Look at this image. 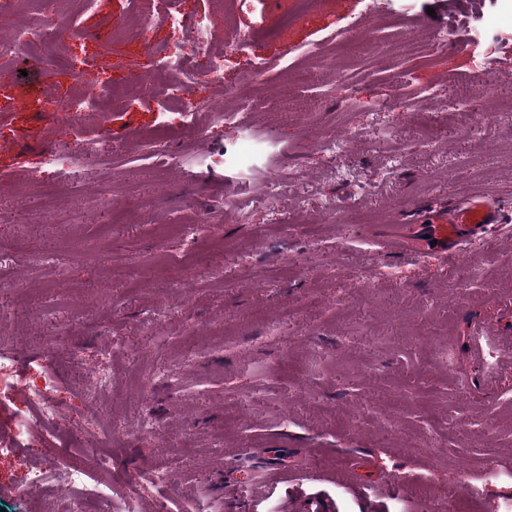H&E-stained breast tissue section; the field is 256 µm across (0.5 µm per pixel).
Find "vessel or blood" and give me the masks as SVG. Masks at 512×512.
I'll use <instances>...</instances> for the list:
<instances>
[{
    "instance_id": "b4317fda",
    "label": "vessel or blood",
    "mask_w": 512,
    "mask_h": 512,
    "mask_svg": "<svg viewBox=\"0 0 512 512\" xmlns=\"http://www.w3.org/2000/svg\"><path fill=\"white\" fill-rule=\"evenodd\" d=\"M505 209L480 196L443 210L421 209L411 231L391 225L377 248L384 255L441 257L460 254L463 245L501 224ZM464 354L470 369L463 378L473 399L492 402L512 394V290L494 292L483 313H467Z\"/></svg>"
}]
</instances>
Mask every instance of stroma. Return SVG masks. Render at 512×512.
<instances>
[{
  "label": "stroma",
  "mask_w": 512,
  "mask_h": 512,
  "mask_svg": "<svg viewBox=\"0 0 512 512\" xmlns=\"http://www.w3.org/2000/svg\"><path fill=\"white\" fill-rule=\"evenodd\" d=\"M209 18L224 90L197 81L190 116L161 115L141 81L167 80L182 32L138 0L78 17L91 40H57L68 63L28 86L26 58L0 66V512L41 451L60 464L112 451V512L138 476L139 512H458L512 506V398L471 401L448 372L460 311L512 289V210L465 259L385 258L375 238L419 207L481 194L512 207V0H485L488 42L419 49L469 0H179ZM128 22L138 36L116 39ZM262 75H255L256 62ZM122 101L63 122L80 85ZM228 113L219 122L213 108ZM498 119L486 120L485 112ZM343 137L336 155L317 142ZM109 141L87 170L40 181L47 151ZM400 164L387 171L391 155ZM286 186L271 201V178ZM112 372L104 414L82 420L92 371ZM54 377L65 420L15 397ZM158 432H137L139 400ZM28 420L30 437L13 429ZM160 470L165 488L150 475Z\"/></svg>",
  "instance_id": "35a3bbf8"
}]
</instances>
